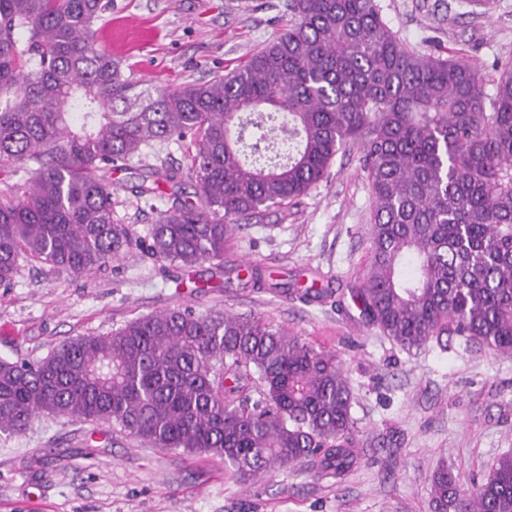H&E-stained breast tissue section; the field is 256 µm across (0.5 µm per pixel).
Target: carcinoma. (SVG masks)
Listing matches in <instances>:
<instances>
[{
	"instance_id": "1",
	"label": "carcinoma",
	"mask_w": 512,
	"mask_h": 512,
	"mask_svg": "<svg viewBox=\"0 0 512 512\" xmlns=\"http://www.w3.org/2000/svg\"><path fill=\"white\" fill-rule=\"evenodd\" d=\"M105 0H0V286L37 260L90 275L140 243L112 215V171L175 141L183 169L143 166L137 193L171 206L150 255L222 260L229 234L362 150L373 258L352 298L404 350L448 337L512 354V63L487 83L462 58L409 50L377 0H285L293 21L245 66L150 86L100 51ZM193 183L194 192L184 185ZM246 284L306 303L316 282ZM40 415L112 423L155 448L206 454L239 480L300 465L341 483L358 464L352 396L336 355L259 318L172 309L79 336L36 362L0 358V433ZM436 512H512V452L464 487L432 476Z\"/></svg>"
}]
</instances>
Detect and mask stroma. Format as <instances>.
I'll return each mask as SVG.
<instances>
[{"mask_svg":"<svg viewBox=\"0 0 512 512\" xmlns=\"http://www.w3.org/2000/svg\"><path fill=\"white\" fill-rule=\"evenodd\" d=\"M284 0H112L95 40L136 78L163 87L203 83L244 65L292 22ZM400 40L425 56H456L494 80L512 59V0L458 7L454 0H378ZM112 178L114 217L147 236L166 196H137L135 169ZM373 199L353 146L327 182L235 230L222 263L194 280L258 265L275 278L320 281L336 302L304 304L239 285L196 294L183 269L141 249L77 276L22 263L0 287V357L36 361L77 336L106 334L173 308L223 312L282 327L336 354L351 388L359 466L342 483L287 467L248 483L222 462L162 451L112 425L43 415L0 436V512H434L431 477L488 474L512 450V355L456 338L405 351L363 323L351 295L372 257Z\"/></svg>","mask_w":512,"mask_h":512,"instance_id":"1","label":"stroma"}]
</instances>
